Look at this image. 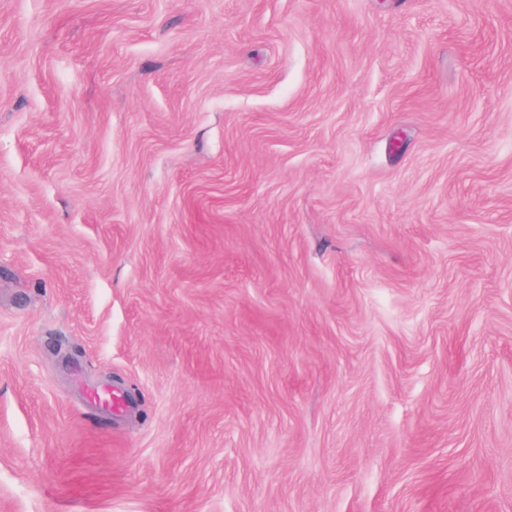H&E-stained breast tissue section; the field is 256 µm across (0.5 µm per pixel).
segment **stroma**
<instances>
[{
  "instance_id": "stroma-1",
  "label": "stroma",
  "mask_w": 512,
  "mask_h": 512,
  "mask_svg": "<svg viewBox=\"0 0 512 512\" xmlns=\"http://www.w3.org/2000/svg\"><path fill=\"white\" fill-rule=\"evenodd\" d=\"M0 512H512V0H0Z\"/></svg>"
}]
</instances>
